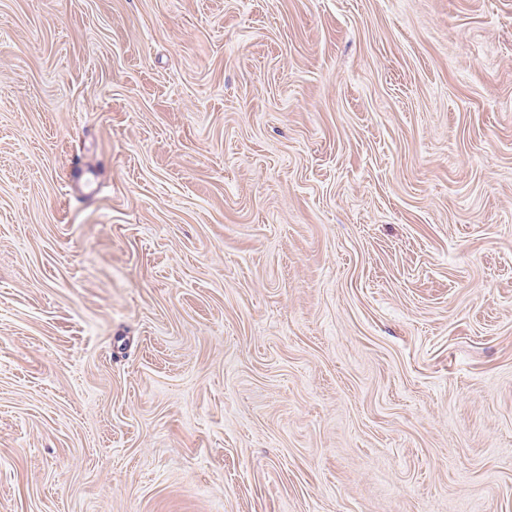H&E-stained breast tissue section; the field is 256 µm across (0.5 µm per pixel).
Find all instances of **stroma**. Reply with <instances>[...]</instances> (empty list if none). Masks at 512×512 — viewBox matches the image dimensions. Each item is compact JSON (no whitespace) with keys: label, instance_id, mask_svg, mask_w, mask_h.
<instances>
[{"label":"stroma","instance_id":"obj_1","mask_svg":"<svg viewBox=\"0 0 512 512\" xmlns=\"http://www.w3.org/2000/svg\"><path fill=\"white\" fill-rule=\"evenodd\" d=\"M0 512H512V0H0Z\"/></svg>","mask_w":512,"mask_h":512}]
</instances>
